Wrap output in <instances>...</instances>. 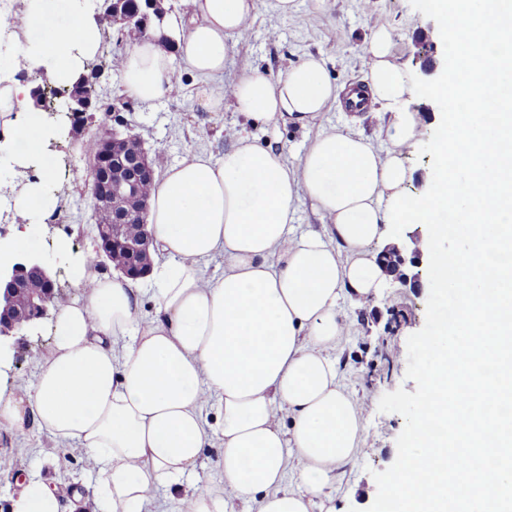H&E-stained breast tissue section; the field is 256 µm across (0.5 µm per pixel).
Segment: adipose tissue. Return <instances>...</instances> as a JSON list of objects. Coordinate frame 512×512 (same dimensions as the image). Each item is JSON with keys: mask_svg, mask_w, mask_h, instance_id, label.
Instances as JSON below:
<instances>
[{"mask_svg": "<svg viewBox=\"0 0 512 512\" xmlns=\"http://www.w3.org/2000/svg\"><path fill=\"white\" fill-rule=\"evenodd\" d=\"M433 2L448 33L442 79L417 83L380 28L364 44L361 91L336 84L312 55L276 78L245 61L232 84L215 85L258 0H190L186 14L167 18L207 107L231 102L245 122L275 130L307 127L332 106L367 99L385 120L389 147L331 129L290 163L235 130L220 158L191 152L166 168L147 202L162 255L148 275L152 317H139L131 279L98 277L91 252L74 259L72 280L85 299L58 303L36 386L0 387V426L20 431L32 421L77 443L97 472L92 512H151L161 487L182 492L187 512H335L330 490L359 451L364 414L330 356L345 331L338 304L366 305L384 288L368 247L395 224L428 227L418 247L431 259V285L461 303L450 330L423 342L422 397L387 498L393 512H512V0ZM61 8V0H24L14 26L40 32L23 66L72 86L87 73L100 25L91 0L64 25ZM459 17L469 22L464 38L454 28ZM174 74L155 40L137 44L122 66L127 92L142 101L163 96ZM417 95L446 113L441 166L429 191L411 197L402 191V156L422 121L406 108ZM29 97L15 70L0 69V152L14 163L15 225L0 252L18 262L29 260L58 203L45 152L53 129ZM301 195L323 231L290 235ZM447 211L455 224H444ZM451 232L467 240L464 254L440 250ZM218 255L223 277L205 280L203 265ZM125 336L131 343L115 356L113 342ZM212 395L223 404L224 487L187 492L210 442L202 408ZM469 451L487 458L486 469L466 466ZM292 459L299 492L284 485ZM62 509L38 479L11 504V512Z\"/></svg>", "mask_w": 512, "mask_h": 512, "instance_id": "adipose-tissue-1", "label": "adipose tissue"}]
</instances>
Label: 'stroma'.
<instances>
[{
    "label": "stroma",
    "mask_w": 512,
    "mask_h": 512,
    "mask_svg": "<svg viewBox=\"0 0 512 512\" xmlns=\"http://www.w3.org/2000/svg\"><path fill=\"white\" fill-rule=\"evenodd\" d=\"M436 13L432 0H328L327 9L316 0H295V9L279 14L274 0H258L248 38L230 42L220 85L234 81L241 60H249L278 77L307 56L321 58L329 76L340 84L360 82L364 76L363 46L374 28L391 30L393 53L417 79H424L421 44L433 40L444 53V34L433 33ZM200 80L178 69L172 88L161 98L141 101L126 94L119 71L103 70L99 92L103 102L119 107L127 133L136 135L156 154L157 167L178 163L190 152L220 157L229 141L225 131L240 124L231 104L213 111L199 94ZM381 122L353 116L339 107L324 112L305 129L278 130L248 127L258 144L277 142L288 161L294 162L307 145L325 130L351 128L385 146ZM100 130L92 124L62 139L52 154L58 162L52 187L62 192L61 212L34 239L33 255L41 257L66 244L68 261L56 275L68 301L83 300L71 279L70 259L94 244L90 212L83 205L90 181L89 167L80 153L82 142ZM437 125L423 123L415 144L403 156L410 177L403 186L409 196L427 191V179L441 163L436 150ZM416 271L421 287L398 279L388 280L368 307L342 301L339 315L346 333L337 346L340 379L366 409L363 440L352 463L344 467L332 491L336 512H381L392 481L395 457L411 431L423 391L422 344L438 320L451 318L453 298L430 288L431 265L421 259ZM54 315H47L26 332L14 353L15 360L0 362V385L31 387L38 380L39 355L53 342ZM38 477L64 499L63 512H75L66 498L71 489L92 490L96 474L76 444L61 446L51 434L32 426L22 431L0 427V512H10L13 497L31 477Z\"/></svg>",
    "instance_id": "1"
}]
</instances>
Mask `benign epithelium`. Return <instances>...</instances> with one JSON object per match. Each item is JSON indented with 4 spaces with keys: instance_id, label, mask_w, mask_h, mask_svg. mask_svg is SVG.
<instances>
[{
    "instance_id": "1",
    "label": "benign epithelium",
    "mask_w": 512,
    "mask_h": 512,
    "mask_svg": "<svg viewBox=\"0 0 512 512\" xmlns=\"http://www.w3.org/2000/svg\"><path fill=\"white\" fill-rule=\"evenodd\" d=\"M124 0H104L102 19L141 37L146 34L149 14L158 10V0H142V9L134 14L123 11ZM148 35V34H146ZM148 38L167 40L161 32ZM69 107L74 127L78 128L91 117L95 95L85 84L67 89ZM98 151L90 159L91 182L89 191L97 209L107 211L111 222L98 230L99 250L109 252L124 249L132 255L150 252L152 238L145 224L146 204L133 210L118 209L116 200L122 196H136L145 184L154 180V167L140 140L118 129L105 128L98 134ZM137 223L140 235L134 239L125 237L121 228ZM29 290L28 306L22 318L14 317L11 303L17 289ZM59 294L56 279L48 264L35 261L29 264L16 262L9 266L0 264V360L7 358L14 348L12 340L46 317Z\"/></svg>"
}]
</instances>
